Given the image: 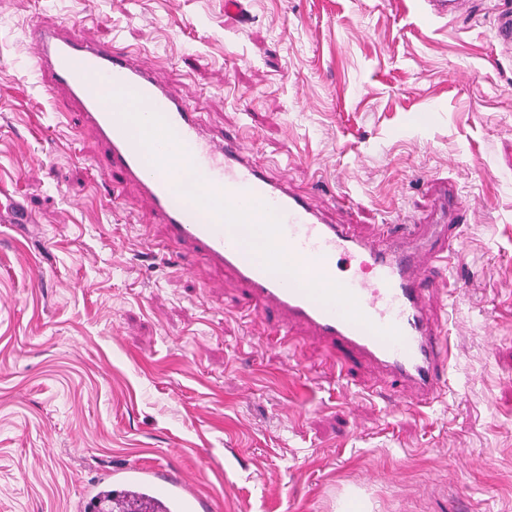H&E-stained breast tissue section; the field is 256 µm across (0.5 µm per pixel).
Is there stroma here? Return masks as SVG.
I'll return each mask as SVG.
<instances>
[{
  "mask_svg": "<svg viewBox=\"0 0 512 512\" xmlns=\"http://www.w3.org/2000/svg\"><path fill=\"white\" fill-rule=\"evenodd\" d=\"M0 0V512H79L121 472L180 471L216 512H512V55L499 0L471 20L422 0ZM119 36L207 127L236 135L332 224L428 221L433 179L477 212L465 273L442 274L447 392L425 413L370 367L338 378L307 329L262 344L239 286L151 257L137 191L26 66L32 19ZM495 38L506 51L512 49V7L510 2L503 1L500 5L495 22ZM0 223L29 224L30 216L17 193L0 184Z\"/></svg>",
  "mask_w": 512,
  "mask_h": 512,
  "instance_id": "1",
  "label": "stroma"
}]
</instances>
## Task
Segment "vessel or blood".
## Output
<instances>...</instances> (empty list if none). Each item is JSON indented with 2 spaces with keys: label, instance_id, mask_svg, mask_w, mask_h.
Returning <instances> with one entry per match:
<instances>
[{
  "label": "vessel or blood",
  "instance_id": "b4317fda",
  "mask_svg": "<svg viewBox=\"0 0 512 512\" xmlns=\"http://www.w3.org/2000/svg\"><path fill=\"white\" fill-rule=\"evenodd\" d=\"M437 19L467 20L477 0H425ZM495 38L512 49V0H503ZM30 66L47 96L64 93L100 153L90 163L102 180L134 184L155 223L164 226L162 257L182 270L205 262L228 273L242 290V309L272 313L266 344L285 346L306 327L340 372L369 363L403 387V403L422 409L445 393L449 349L445 325L431 305L433 271L462 263L457 249L475 210L437 182L426 224L400 221L361 236L355 225L330 224L311 197L271 179L237 139L206 129L193 103L138 65L117 41L91 42L67 26L30 22ZM174 131L175 143L148 140L152 128ZM210 200L202 207L200 199ZM262 224L268 242L288 252L287 274L241 243L240 221ZM17 193L0 184V223L26 224ZM155 498L178 512H212V503L181 476L154 470Z\"/></svg>",
  "mask_w": 512,
  "mask_h": 512
}]
</instances>
